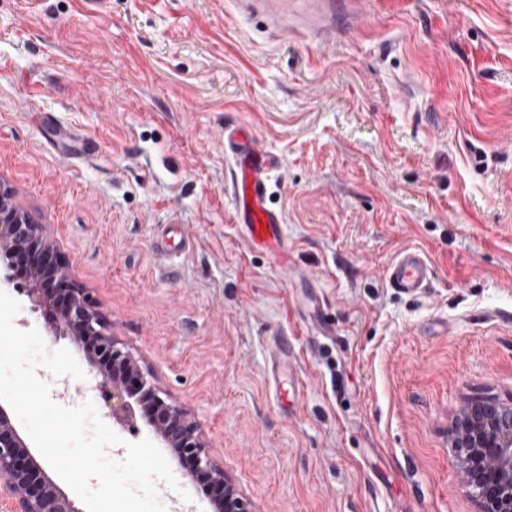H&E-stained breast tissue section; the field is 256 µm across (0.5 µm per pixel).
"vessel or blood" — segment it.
Masks as SVG:
<instances>
[{
    "mask_svg": "<svg viewBox=\"0 0 512 512\" xmlns=\"http://www.w3.org/2000/svg\"><path fill=\"white\" fill-rule=\"evenodd\" d=\"M224 149L234 160L231 196L236 218L244 226L251 246L285 258L288 241L281 218L268 204V180L279 165L277 158L260 148L253 132L242 125L225 126ZM431 276L428 260L411 248L399 253L386 269L390 285L406 294L421 291Z\"/></svg>",
    "mask_w": 512,
    "mask_h": 512,
    "instance_id": "1",
    "label": "vessel or blood"
}]
</instances>
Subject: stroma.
<instances>
[{
	"mask_svg": "<svg viewBox=\"0 0 512 512\" xmlns=\"http://www.w3.org/2000/svg\"><path fill=\"white\" fill-rule=\"evenodd\" d=\"M334 3L279 37L234 0H0V182L254 512H477L448 431L512 403V0ZM228 124L282 161L287 270L235 221ZM164 457L159 502L210 512ZM432 276L428 260L417 250L405 249L388 265L386 278L390 285L406 294L425 288Z\"/></svg>",
	"mask_w": 512,
	"mask_h": 512,
	"instance_id": "35a3bbf8",
	"label": "stroma"
}]
</instances>
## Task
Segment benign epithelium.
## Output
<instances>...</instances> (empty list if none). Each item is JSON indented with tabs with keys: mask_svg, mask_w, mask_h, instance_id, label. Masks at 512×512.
<instances>
[{
	"mask_svg": "<svg viewBox=\"0 0 512 512\" xmlns=\"http://www.w3.org/2000/svg\"><path fill=\"white\" fill-rule=\"evenodd\" d=\"M11 197V190L0 185V265L8 270L5 281L26 278L30 311L48 320L53 336H63L83 350L107 416L121 424L144 420L192 477L205 484L213 512H253L250 501L219 472L188 413L163 397L133 355L112 337L93 299L70 281L65 254ZM450 452L477 512H512L511 404L492 398L468 402L451 427ZM2 501L10 512H83L53 483L0 405Z\"/></svg>",
	"mask_w": 512,
	"mask_h": 512,
	"instance_id": "benign-epithelium-1",
	"label": "benign epithelium"
}]
</instances>
